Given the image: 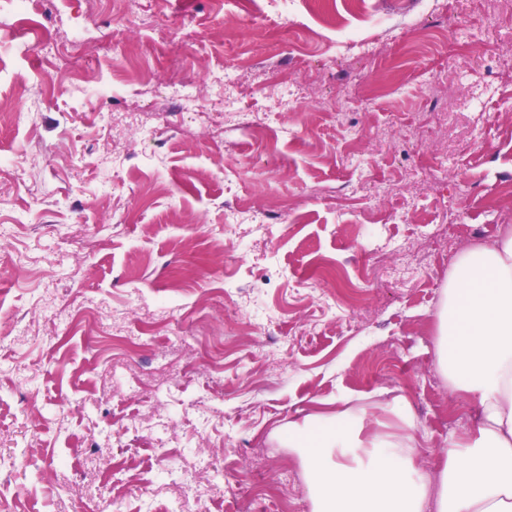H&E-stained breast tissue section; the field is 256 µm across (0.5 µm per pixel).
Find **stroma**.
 <instances>
[{"label":"stroma","instance_id":"35a3bbf8","mask_svg":"<svg viewBox=\"0 0 512 512\" xmlns=\"http://www.w3.org/2000/svg\"><path fill=\"white\" fill-rule=\"evenodd\" d=\"M262 8L127 0L116 39L110 0H32L51 46L0 14L6 512H311L289 423L374 430L404 398L426 469L466 429L434 314L454 257L512 225V25L489 0H376L353 43L316 30L328 0ZM445 22L463 64L412 40ZM76 32L105 99L54 66Z\"/></svg>","mask_w":512,"mask_h":512}]
</instances>
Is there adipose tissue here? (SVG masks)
<instances>
[{
    "mask_svg": "<svg viewBox=\"0 0 512 512\" xmlns=\"http://www.w3.org/2000/svg\"><path fill=\"white\" fill-rule=\"evenodd\" d=\"M436 364L474 408L437 472L415 463L406 404L395 433L369 432L360 413L289 424L312 512H512V227L457 256L436 312Z\"/></svg>",
    "mask_w": 512,
    "mask_h": 512,
    "instance_id": "1",
    "label": "adipose tissue"
}]
</instances>
